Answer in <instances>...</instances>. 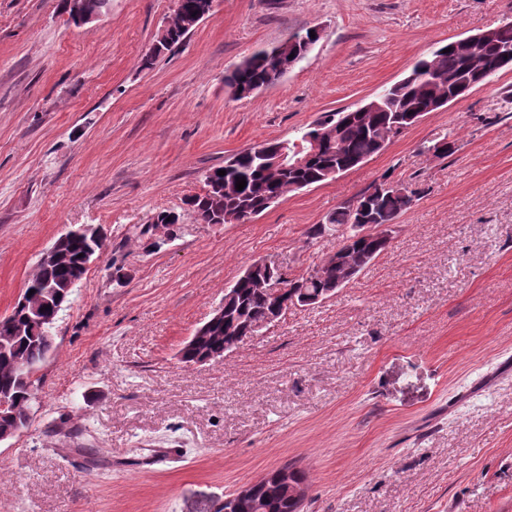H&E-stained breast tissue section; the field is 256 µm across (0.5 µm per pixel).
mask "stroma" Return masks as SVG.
Here are the masks:
<instances>
[{
	"mask_svg": "<svg viewBox=\"0 0 512 512\" xmlns=\"http://www.w3.org/2000/svg\"><path fill=\"white\" fill-rule=\"evenodd\" d=\"M175 3L112 0L86 30L61 0H0V314L66 228L107 236L58 315L29 426L0 444V512H214L286 463L308 475L304 512H512V69L251 221L188 215L158 250L137 239L225 157L356 108L512 20V0H214L141 68ZM307 29L305 59L232 97L225 71ZM450 134L456 151L433 154ZM384 177L418 199L361 275L221 361L178 360L249 264L317 263L338 239L309 229ZM158 448L154 471L111 467Z\"/></svg>",
	"mask_w": 512,
	"mask_h": 512,
	"instance_id": "obj_1",
	"label": "stroma"
}]
</instances>
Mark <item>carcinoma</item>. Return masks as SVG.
<instances>
[{"instance_id": "1", "label": "carcinoma", "mask_w": 512, "mask_h": 512, "mask_svg": "<svg viewBox=\"0 0 512 512\" xmlns=\"http://www.w3.org/2000/svg\"><path fill=\"white\" fill-rule=\"evenodd\" d=\"M208 0H181V6L168 21L167 41L142 58V66L148 68L154 61L183 41L190 32L187 22L193 13L201 11ZM310 31L295 32L280 43L283 56L295 53L304 58L308 55L302 36ZM512 45V21L503 23L498 38L482 46L479 57L483 60V71L479 84L502 70L512 69V59L501 60V46ZM471 54L462 48L453 47L449 52L438 48L426 58L418 60L409 75L381 93L384 107L374 112L348 115L346 111L326 112L314 123L300 130L293 141L302 144L309 139L319 140L318 151L304 164L281 169L272 159H263L251 146L229 156L224 164L209 168L204 174V191L184 199L183 212L172 216V211L162 210L154 214V224L146 225L140 236L150 234L159 225L183 223V213L194 216L200 224H225L233 219L244 221L248 216L260 215L268 209L272 198L280 200L295 192L292 185L304 183L311 187L331 180L329 173L351 171L357 168L366 156L378 153L380 135L393 131L395 125L408 129L413 126V113L433 102L439 88L434 79L440 77L454 85L474 78ZM282 78L277 59L264 50H258L225 73L224 86L236 99L252 94L257 88L273 85ZM226 171L219 176L217 172ZM246 180L239 191L236 182ZM360 204L371 214L370 223L396 224L401 214L414 203V193L402 185L399 189L387 190L373 198L359 197ZM364 222L359 220L351 206L344 205L313 225L309 237L316 239L331 230H336L343 243L347 260L356 261L360 255L369 260L378 258L389 244L373 235L362 234ZM93 245L84 233L70 234L60 243V259L51 264L37 263L25 292L35 290L28 298L31 304L39 305L38 311L30 308L12 310L7 320H0V397L8 400L9 408L0 413V432L7 429L20 431L27 427L33 403L36 401L37 382L35 371L47 359L52 344L44 336L52 332L60 311L70 303L75 292L74 280L84 258ZM322 276L313 281L307 278L313 267L303 274L288 280L295 292L304 291L312 298L323 297L346 277L345 267L326 258L319 262ZM234 297L225 301L224 319L212 323L209 334L196 340L188 339L178 351L179 361L190 365L215 349L224 348V343L243 333L249 324H259L273 313L275 301L254 288L245 279H236L232 285ZM49 309H44V306ZM306 488L303 471L283 466L273 469L252 486L251 506L234 508L232 502L218 505L215 512H301L302 503L294 495L295 489Z\"/></svg>"}]
</instances>
